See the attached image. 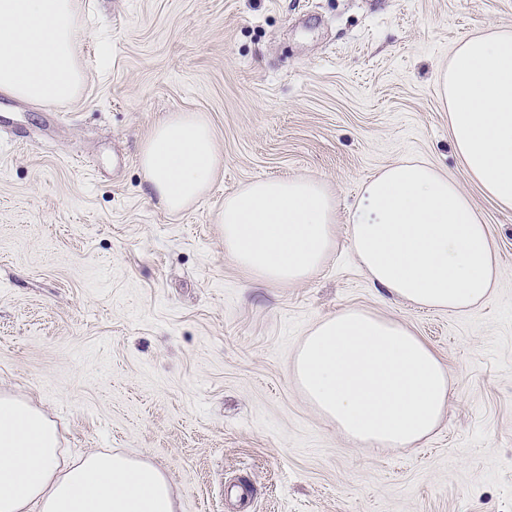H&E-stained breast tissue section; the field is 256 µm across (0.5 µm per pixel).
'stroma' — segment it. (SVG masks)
I'll return each instance as SVG.
<instances>
[{
	"mask_svg": "<svg viewBox=\"0 0 512 512\" xmlns=\"http://www.w3.org/2000/svg\"><path fill=\"white\" fill-rule=\"evenodd\" d=\"M72 101L0 95V391L69 454L112 449L170 477L181 512H512V211L454 154L438 77L456 43L512 26V0H74ZM219 147L178 215L138 148L171 112ZM423 159L489 224L502 275L464 314L376 287L349 248L361 185ZM305 176L336 196L338 245L312 279L259 280L224 249L226 194ZM397 320L447 365L435 431L358 446L301 394L292 356L322 317Z\"/></svg>",
	"mask_w": 512,
	"mask_h": 512,
	"instance_id": "stroma-1",
	"label": "stroma"
}]
</instances>
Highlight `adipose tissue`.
I'll return each instance as SVG.
<instances>
[{
    "label": "adipose tissue",
    "mask_w": 512,
    "mask_h": 512,
    "mask_svg": "<svg viewBox=\"0 0 512 512\" xmlns=\"http://www.w3.org/2000/svg\"><path fill=\"white\" fill-rule=\"evenodd\" d=\"M73 0H0V94L31 104L73 99L82 83ZM439 97L468 178L512 210V28L461 40L440 72ZM218 145L200 112H172L140 148L152 193L172 214L211 189ZM224 248L253 276L312 278L336 241V199L314 178L257 179L224 197ZM350 247L371 281L419 308L465 313L497 288L490 229L458 183L423 160L384 168L362 185ZM293 378L338 432L380 448L414 446L450 396L447 366L414 332L349 307L317 321L298 346ZM155 465L121 452L71 457L31 402L0 393V512H177Z\"/></svg>",
    "instance_id": "1"
}]
</instances>
